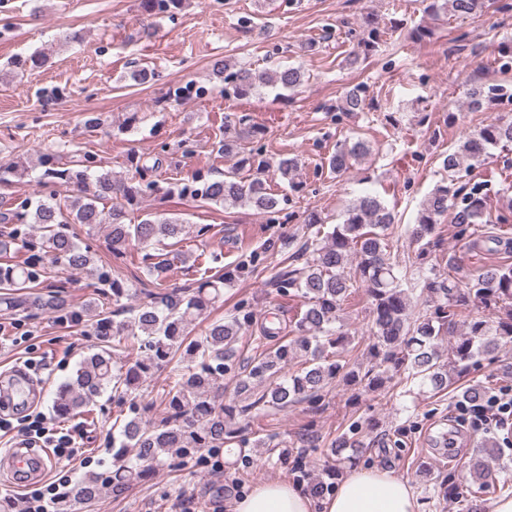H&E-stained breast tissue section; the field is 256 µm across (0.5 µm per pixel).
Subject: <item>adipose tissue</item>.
<instances>
[{"instance_id": "adipose-tissue-1", "label": "adipose tissue", "mask_w": 512, "mask_h": 512, "mask_svg": "<svg viewBox=\"0 0 512 512\" xmlns=\"http://www.w3.org/2000/svg\"><path fill=\"white\" fill-rule=\"evenodd\" d=\"M233 512H418L410 487L388 469L354 471L321 504L292 484L260 483L232 505Z\"/></svg>"}]
</instances>
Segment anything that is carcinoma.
<instances>
[{
	"label": "carcinoma",
	"instance_id": "1",
	"mask_svg": "<svg viewBox=\"0 0 512 512\" xmlns=\"http://www.w3.org/2000/svg\"><path fill=\"white\" fill-rule=\"evenodd\" d=\"M488 0H429L428 12H447L458 18L481 13ZM385 30L378 17L370 14L364 20V36L350 62L374 55ZM212 73L231 83L233 93L241 98L262 87L296 90L304 82L303 71L295 66L275 70H256L228 59L214 62ZM498 85H476L469 89L467 106L482 108L496 98ZM365 106L363 90L349 89L342 100L345 112H361ZM241 128L236 136L215 143L217 152L231 162L219 179L186 184L183 195L222 206H250L261 213L279 211L282 199L267 187L268 175L274 174L298 192V160L283 158L276 165L246 147V143L264 135V129L238 119ZM512 144V121L493 119L448 151L442 167L448 181L437 185L423 201L412 229L420 243L418 251L401 261L387 253L385 231L396 223L397 213L376 194L359 197L348 206L343 222L325 233L316 231L307 244L309 252L302 265L290 266L273 277L277 291L296 290L305 299L306 309L295 322V336H281V327L270 320L260 325L256 338L258 355L243 361L236 343L242 333L253 326V312L239 309L226 320L209 324L200 338L189 336L188 326L224 297V285L231 273L215 271L201 277L193 288L170 287L169 262L166 254L156 250L165 240L180 237L185 231L177 217L146 213L138 223H131L130 212L138 209L144 189L159 190L153 181L141 185L130 178H118L111 172L90 174L93 156L60 166L59 157L50 152L38 155L44 168L39 183L65 186L73 194L65 201L57 199V191L38 192L18 205L0 196V224L9 228L0 232V304L15 311H45L77 323L89 318L97 351L79 364L75 377L56 391L53 403L59 415H89L90 404L107 389L119 401L131 396L151 373L171 367L162 396L166 415L157 422L146 420L130 408L118 435L112 436L114 469L83 475L69 494V504L93 503L104 494L122 495L131 485L145 480L159 466L207 448L220 452L235 445L238 453L248 448H263L270 457L283 442L270 433L254 440L241 436L236 418L245 417L251 409L262 405L282 411L301 403L318 404L328 385L338 378L362 385L369 392L382 393L388 383L399 381L427 387L435 393L448 390L450 371L460 375L483 359H497L503 341H512V264L496 265L467 282L455 276L444 277L428 266V250L441 219L454 212L456 234L472 239L498 242L489 235L473 237V226L482 223L486 202L476 190L465 191L456 185L462 173L481 165L489 149ZM370 154L367 142L341 143L328 158L329 170L341 174L352 163ZM246 169L251 178L239 177ZM94 191H89V187ZM117 203L105 209L98 206L104 199ZM37 225L39 235L24 229ZM93 236L101 228L107 230V246L114 259H125L132 246L141 249L140 262L147 283L140 293L144 300L126 305L132 295L119 277L120 267L97 265L91 247L80 242L76 228ZM55 266L84 273L95 279V297L84 308L70 307L65 285L60 283L47 296L33 292L47 274L43 259ZM364 288L370 309L367 354L370 367L360 373L348 358L354 337L340 324V311L354 293L353 284ZM433 299L432 309L417 316L410 312V294L416 288ZM476 305L488 313L469 323L466 330L453 332L456 310ZM126 314L116 322L112 310ZM448 341V362L441 361L439 343ZM302 357L306 366L285 376V369ZM231 373L236 381L237 396L245 403L219 400L224 390V375ZM359 425L336 438L331 460L325 465L329 480L307 477L308 491L316 498L334 488L332 481L343 467L364 447L359 438ZM499 448L487 443L464 462L470 477L472 493L487 496L501 492L509 478L490 468L488 460L497 456ZM446 500L462 495L456 474L448 472L439 482Z\"/></svg>",
	"mask_w": 512,
	"mask_h": 512
}]
</instances>
